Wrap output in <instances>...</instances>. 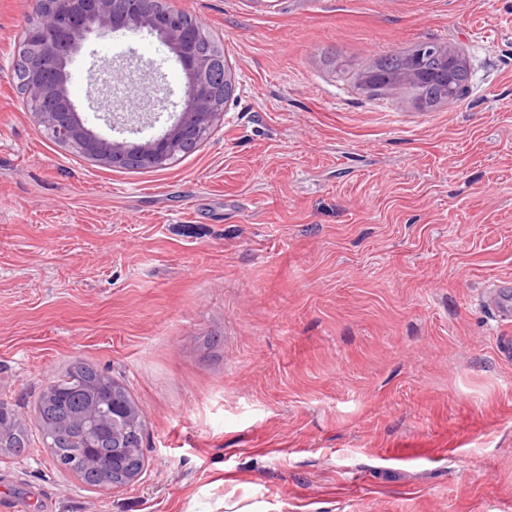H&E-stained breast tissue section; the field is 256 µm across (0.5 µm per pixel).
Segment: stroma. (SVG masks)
I'll return each instance as SVG.
<instances>
[{"mask_svg":"<svg viewBox=\"0 0 512 512\" xmlns=\"http://www.w3.org/2000/svg\"><path fill=\"white\" fill-rule=\"evenodd\" d=\"M220 45L224 121L130 173L36 123L14 80L32 0H0V451L17 512H512V0H169ZM142 36L69 65L185 74ZM458 49L434 112L356 75ZM75 360L143 411L145 467L106 492L58 469L33 406ZM509 280H496L490 282L483 294L482 304L491 311L502 326L512 325V297L510 289L506 287ZM0 421L4 422L3 427H1L0 422V449L8 448L14 454L15 451L25 448L27 442L25 430L20 426L14 415L2 411L1 406Z\"/></svg>","mask_w":512,"mask_h":512,"instance_id":"1","label":"stroma"}]
</instances>
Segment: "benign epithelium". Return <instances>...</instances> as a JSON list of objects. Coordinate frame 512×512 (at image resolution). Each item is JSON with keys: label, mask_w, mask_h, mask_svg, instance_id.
I'll use <instances>...</instances> for the list:
<instances>
[{"label": "benign epithelium", "mask_w": 512, "mask_h": 512, "mask_svg": "<svg viewBox=\"0 0 512 512\" xmlns=\"http://www.w3.org/2000/svg\"><path fill=\"white\" fill-rule=\"evenodd\" d=\"M36 20L28 26L35 47L24 73V89L39 126L56 141L108 168L120 169L134 157L146 168H163L179 147L207 139L224 117V105L213 81V58L200 47L201 28L182 13L160 6L161 0H33ZM136 34L154 32L170 48L186 75L177 119L164 134L143 143L95 134L77 112L68 65L79 44L75 34L106 36L115 29Z\"/></svg>", "instance_id": "1"}]
</instances>
